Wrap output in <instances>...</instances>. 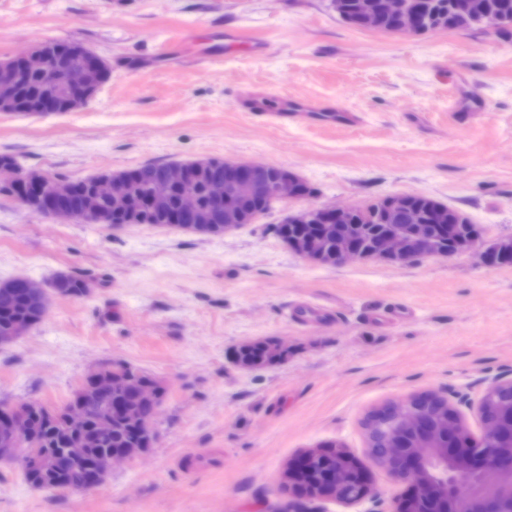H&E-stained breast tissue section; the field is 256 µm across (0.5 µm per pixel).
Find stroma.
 Masks as SVG:
<instances>
[{
    "mask_svg": "<svg viewBox=\"0 0 512 512\" xmlns=\"http://www.w3.org/2000/svg\"><path fill=\"white\" fill-rule=\"evenodd\" d=\"M188 27L182 59L158 63L156 44ZM227 29L268 40V55L185 62ZM46 39L94 50L109 73L75 111L0 112V153L25 169L78 180L225 158L291 170L311 193L221 236L60 221L0 196V281L65 273L91 288L51 295L43 322L0 346V403L62 406L115 361L166 391L153 448L94 490H38L0 462V512H285L287 464L329 442L372 496L320 512H395L408 486L368 452L373 411L433 393L483 437L479 401L512 379V265L470 252L315 265L272 227L309 204L420 194L468 216L483 245L512 238V32L361 30L330 0H0V58ZM244 90L367 120L281 128L239 111ZM265 339L287 358L235 362Z\"/></svg>",
    "mask_w": 512,
    "mask_h": 512,
    "instance_id": "1",
    "label": "stroma"
}]
</instances>
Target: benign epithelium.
<instances>
[{"label":"benign epithelium","instance_id":"obj_1","mask_svg":"<svg viewBox=\"0 0 512 512\" xmlns=\"http://www.w3.org/2000/svg\"><path fill=\"white\" fill-rule=\"evenodd\" d=\"M391 22L389 32L419 34L435 30L432 18L418 7L415 0H378L373 10H362L353 17L355 28L377 29L379 20ZM51 41L37 45L25 58L26 69L38 76L46 95L38 111L54 112V92L66 94L70 110H75L97 90V79L109 65L96 52L77 46L72 51L71 63L63 67L56 52L47 49ZM17 79L15 63L0 59V111L13 101ZM217 173L210 189V203L203 207L195 195L184 192L178 205L183 213L191 215L200 226H208L225 234L245 222L247 202H260L268 196L288 202L298 198L299 177L281 168L275 177L267 176L268 166L260 163L238 162L226 159L197 161L186 168L170 164L162 176L154 181L152 194L145 199L132 195L128 177L120 172L101 174L92 194L113 203L114 212L126 215L132 222L162 209L167 204L171 189L183 185L199 168ZM0 182L11 188L13 198L28 209L37 207L50 215L86 224H98L102 215L88 208H77L70 203L73 189L61 178L43 172H24L12 169L0 173ZM409 209L402 194H387L381 198L379 215L382 222L391 224ZM355 209L345 205H312L288 214L283 223L309 226L312 232L296 237L287 246L299 256L312 262L321 261L317 250L320 238L332 229L336 232V264L358 260H383L405 264L423 256H448L439 249L440 237L445 235V213L437 206L429 211L426 220L412 213L407 219L405 233H388L366 246L351 233H341V225L351 223ZM93 381L92 394L112 395V368L104 367L89 375ZM391 423L412 433L419 444L404 439L391 442V447L375 463L393 477L409 484L410 491L396 508V512H415L418 501L426 496L431 501L430 512H503L505 501L512 502V411L507 414L487 415L484 418V436L497 447L491 450L467 448L461 442L463 423L454 410H429L428 396L414 395L387 408ZM26 415L16 404L7 412H0V461L20 463L27 469H45L52 464L39 448H21L17 441L25 434ZM145 454L141 448H126L118 454L98 456L76 490L87 491L101 485L115 463L133 461ZM466 474L468 482L460 484L459 475ZM288 483L294 486L298 497L309 499H336L345 503H359L372 496L368 474L357 464H351L341 448H311L288 468Z\"/></svg>","mask_w":512,"mask_h":512}]
</instances>
